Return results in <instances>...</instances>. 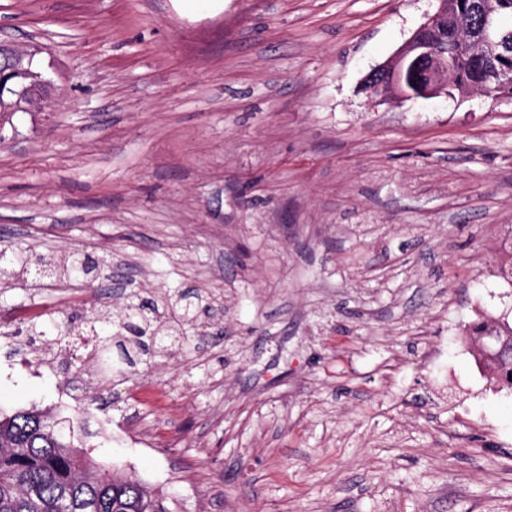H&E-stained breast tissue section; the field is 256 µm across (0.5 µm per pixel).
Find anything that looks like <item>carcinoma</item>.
<instances>
[{
    "label": "carcinoma",
    "mask_w": 512,
    "mask_h": 512,
    "mask_svg": "<svg viewBox=\"0 0 512 512\" xmlns=\"http://www.w3.org/2000/svg\"><path fill=\"white\" fill-rule=\"evenodd\" d=\"M457 16L459 29L475 39L485 25V17L469 0H448ZM498 64L494 58L480 57L467 64L458 77L470 86L484 83L487 71ZM0 132L14 127L13 117L21 111L25 98L49 83L45 72L31 66L24 73L0 70ZM102 262L90 267L78 253L66 263H42L29 270L40 277H84L105 271ZM157 307L145 311L130 302L118 321L91 326L98 336H114L126 360L151 354L143 337L152 335ZM469 338L478 348L486 371L497 382L512 389V379L499 377V368L512 364V326L485 317L470 326ZM0 512H169L165 498L155 496L137 478L119 467L99 468L74 449L71 439L56 434L52 418L39 410H23L0 417Z\"/></svg>",
    "instance_id": "carcinoma-1"
}]
</instances>
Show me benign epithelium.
Here are the masks:
<instances>
[{
  "mask_svg": "<svg viewBox=\"0 0 512 512\" xmlns=\"http://www.w3.org/2000/svg\"><path fill=\"white\" fill-rule=\"evenodd\" d=\"M438 2L436 11L416 28L393 60L377 69L384 77L379 79L371 74L366 79L370 97L374 101L381 102L391 97L402 100L431 99L441 95L451 97L453 88L450 82L457 75L459 57L482 50L497 55L512 54V33L497 23L499 5L496 0H481L480 8L484 11L487 24L478 45L458 37L455 53L435 50L427 35L436 29L448 31V2ZM483 94L494 100H512V70L498 69L491 72Z\"/></svg>",
  "mask_w": 512,
  "mask_h": 512,
  "instance_id": "benign-epithelium-1",
  "label": "benign epithelium"
}]
</instances>
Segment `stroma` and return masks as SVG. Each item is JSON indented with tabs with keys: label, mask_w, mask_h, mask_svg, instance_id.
Masks as SVG:
<instances>
[{
	"label": "stroma",
	"mask_w": 512,
	"mask_h": 512,
	"mask_svg": "<svg viewBox=\"0 0 512 512\" xmlns=\"http://www.w3.org/2000/svg\"><path fill=\"white\" fill-rule=\"evenodd\" d=\"M437 0H0L55 84L0 140V411L72 418L172 512H512V102L372 103ZM184 294L150 366L86 320ZM50 313L69 347L30 341ZM109 267L104 261L94 267H90L85 259L81 257L79 253H72L69 256V259L63 265H56L51 263H42L40 265H36L33 269H26V272L29 271V274H34L40 277H84L88 275L93 270L101 273L105 271V269ZM469 338L490 376L503 387L512 389V379L505 381L499 377V368L505 363H510L512 368V326L485 317L471 325Z\"/></svg>",
	"instance_id": "stroma-1"
}]
</instances>
